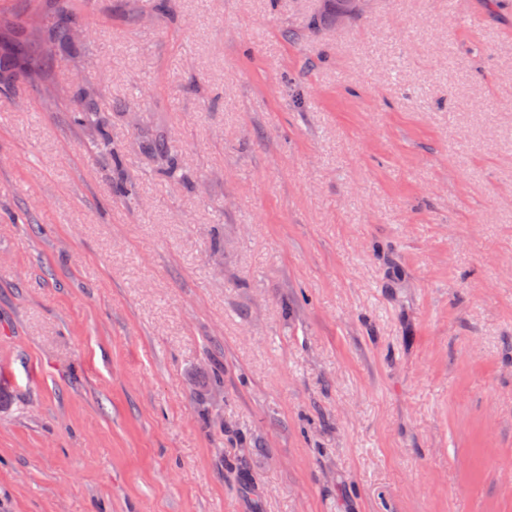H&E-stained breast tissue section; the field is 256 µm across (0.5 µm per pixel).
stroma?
Masks as SVG:
<instances>
[{
	"label": "stroma",
	"instance_id": "obj_1",
	"mask_svg": "<svg viewBox=\"0 0 512 512\" xmlns=\"http://www.w3.org/2000/svg\"><path fill=\"white\" fill-rule=\"evenodd\" d=\"M73 2L139 201L0 85V512H512V0ZM141 148L153 163L154 172L167 181L191 187L189 170L181 153L163 136L142 141Z\"/></svg>",
	"mask_w": 512,
	"mask_h": 512
}]
</instances>
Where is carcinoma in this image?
Returning a JSON list of instances; mask_svg holds the SVG:
<instances>
[{
	"label": "carcinoma",
	"instance_id": "1",
	"mask_svg": "<svg viewBox=\"0 0 512 512\" xmlns=\"http://www.w3.org/2000/svg\"><path fill=\"white\" fill-rule=\"evenodd\" d=\"M329 8L324 14L313 17L311 29L320 31L326 26L327 19H336V13L349 8L350 0H328ZM71 9V0H47L32 10L34 14L44 17L54 13L61 19ZM74 25L69 23L60 26L53 23L47 27H34L29 20L18 23L16 20L0 14V43L9 39L10 51L0 54V82L7 79L30 39L32 33H37L40 39L43 55L50 61L57 51L73 45L71 31ZM66 91V100L71 105V122L73 125L93 130L95 137L93 148L101 155L110 159L117 180L113 186L114 194L125 202L136 201L138 198L137 183L124 173V149L112 140L110 118L98 110L97 100L100 90L97 86L82 83L74 88L62 86ZM141 148L153 163L154 172L167 181L191 186L189 170L182 154L175 151L167 138L156 137L141 143Z\"/></svg>",
	"mask_w": 512,
	"mask_h": 512
}]
</instances>
